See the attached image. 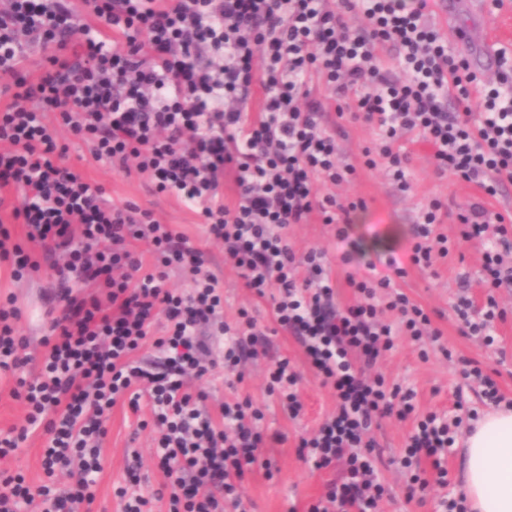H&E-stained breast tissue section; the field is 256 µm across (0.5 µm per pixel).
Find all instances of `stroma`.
I'll return each instance as SVG.
<instances>
[{
	"label": "stroma",
	"mask_w": 512,
	"mask_h": 512,
	"mask_svg": "<svg viewBox=\"0 0 512 512\" xmlns=\"http://www.w3.org/2000/svg\"><path fill=\"white\" fill-rule=\"evenodd\" d=\"M458 24L469 35L491 37L496 48L504 50L512 59V0H503L499 6L494 0H488L483 14L459 16ZM341 124L344 133L336 138L339 157L344 163L355 166L357 172L352 182L338 187L337 192L366 202L368 210L359 218L355 235L370 245L372 255L385 257L391 250L403 249L419 210L431 200L443 201L448 209L440 226L449 239L447 257L436 258L431 268L410 270L401 284L409 298L429 313L433 327L442 333L441 340L435 343L426 338L416 342L407 336L397 337L395 348L376 366L388 387L412 393L414 417L434 412L454 421L455 442L447 453L445 483L433 481L425 490L408 495L411 472L402 467L399 460L413 427L412 419L385 418L375 423L370 431L381 453L379 470L386 488L380 512H445V503L461 498L464 441L477 421L495 408L494 402L482 394L478 381L463 375L464 362H471L495 380L501 394L512 401V287L488 288L483 270L484 246L461 239L462 226L457 215L480 202L490 212L512 216V183L490 197L475 184L448 174L437 175L430 150L414 140L404 144L410 155L408 178L412 190L401 192L387 174L386 160H378L372 169L363 165V151L375 147L380 139L378 131L348 120ZM59 135L69 146L70 164L100 181L111 203L120 205L130 201L151 209L163 223L171 225L207 253L210 269L224 291L225 321H236L239 310H248L259 324L273 330L278 354L301 367L296 392L303 410L292 418L283 409L279 393L268 390L265 361H247L238 373L226 370L221 361L222 348L211 328L205 327L199 336L208 344L216 365L204 377L192 380L191 388L207 393L208 398L200 407L212 413L217 412L224 399L250 398L254 407L264 414L261 427L265 433L284 437L283 443L266 451L270 469H256L241 484L239 492L249 512H305L307 505L319 499L327 484L342 473L338 465L314 469L302 460L298 448L300 440L313 433L335 403L319 381L303 370L302 353L293 337L276 332L271 299L256 298L244 288L237 273L224 263L223 245L207 237L204 225L186 206L156 192L153 185L138 174L115 173L95 162L87 145L73 139L67 129H60ZM57 289L49 273L17 280L12 277L10 267L0 263V299L9 295L17 299L21 313L17 328L19 335L28 340L26 352L31 361L27 370L32 374L40 369L46 300ZM490 295L497 299L502 317L495 319L482 334L462 335L454 304L459 299H468L473 311L478 313ZM156 436L148 401H141L136 410L125 399L113 407L102 445L103 470L98 476L96 498L89 512H120L116 491L127 486L129 470H136L140 492L157 487L162 474L155 459ZM43 446L41 433L30 434L15 454L0 460V470L23 474L26 481L36 486L48 482L54 490L66 489L67 476H45L41 466Z\"/></svg>",
	"instance_id": "1"
}]
</instances>
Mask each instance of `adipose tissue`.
<instances>
[{
    "mask_svg": "<svg viewBox=\"0 0 512 512\" xmlns=\"http://www.w3.org/2000/svg\"><path fill=\"white\" fill-rule=\"evenodd\" d=\"M464 467L471 512H512V408L478 422L465 440Z\"/></svg>",
    "mask_w": 512,
    "mask_h": 512,
    "instance_id": "1",
    "label": "adipose tissue"
}]
</instances>
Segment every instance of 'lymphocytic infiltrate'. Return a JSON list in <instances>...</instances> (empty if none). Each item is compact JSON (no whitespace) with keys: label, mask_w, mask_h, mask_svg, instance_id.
I'll return each instance as SVG.
<instances>
[{"label":"lymphocytic infiltrate","mask_w":512,"mask_h":512,"mask_svg":"<svg viewBox=\"0 0 512 512\" xmlns=\"http://www.w3.org/2000/svg\"><path fill=\"white\" fill-rule=\"evenodd\" d=\"M0 0V259L15 276L49 268L59 285L48 316L41 371L19 377L31 429H43L46 475L72 482L53 494L23 475L0 472V512H24L35 498L47 512H85L103 470L101 443L120 399L148 398L160 437L163 480L151 495L130 498L123 512L168 500L171 512L242 507L238 487L263 457L262 414L250 400L224 402L218 416L195 405L189 377L208 373L197 333L211 325L226 337L224 364L269 360V385L289 416L302 405L299 374L275 354L258 321L241 313L220 321L224 293L204 252L133 202L115 205L99 181L76 171L58 126L83 141L92 158L137 172L157 192L185 204L224 245V262L258 297H271L277 326L299 345L308 369L336 400L315 434L301 440L305 461L347 468L307 512H378L373 422L407 418L412 396L387 389L368 371L395 346L384 312L395 311L405 335L440 338L422 308L397 289L410 268L447 256L438 233L440 201L416 222L408 262L377 266L350 235L364 200L329 193L353 177L338 156L335 133L322 129L315 83L352 92L353 120L378 127L376 157L388 161L400 191L417 135L433 151L438 174L497 195L512 181V62L498 53L496 84L478 82L465 57L449 52L426 12L427 0ZM388 43L394 63L379 60ZM39 47L44 63L26 56ZM235 198L225 202L224 187ZM319 215L340 247L339 260L365 274L348 277L357 303L340 307L326 251L297 257L295 224ZM25 228L15 242L10 225ZM146 242L147 265L136 248ZM190 282L167 285L169 269ZM19 313L0 304V368L26 364L18 351ZM162 337H155L156 327ZM163 349L150 366L134 355ZM454 438L436 415L420 419L402 458L428 463L445 478L444 448Z\"/></svg>","instance_id":"lymphocytic-infiltrate-1"}]
</instances>
